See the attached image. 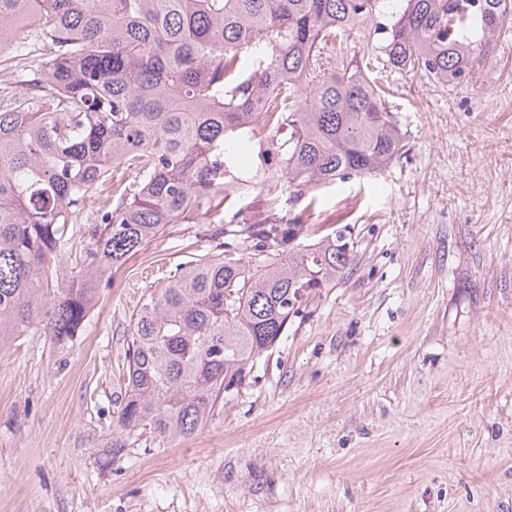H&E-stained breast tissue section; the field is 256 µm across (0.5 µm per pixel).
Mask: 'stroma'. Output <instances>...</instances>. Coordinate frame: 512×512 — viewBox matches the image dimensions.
Returning <instances> with one entry per match:
<instances>
[{
  "mask_svg": "<svg viewBox=\"0 0 512 512\" xmlns=\"http://www.w3.org/2000/svg\"><path fill=\"white\" fill-rule=\"evenodd\" d=\"M386 78L403 155L316 192L349 268L197 432L121 430L118 376L204 225L104 279L73 341L0 350V512H512V36L470 83Z\"/></svg>",
  "mask_w": 512,
  "mask_h": 512,
  "instance_id": "stroma-1",
  "label": "stroma"
}]
</instances>
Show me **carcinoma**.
Wrapping results in <instances>:
<instances>
[{
	"label": "carcinoma",
	"instance_id": "1",
	"mask_svg": "<svg viewBox=\"0 0 512 512\" xmlns=\"http://www.w3.org/2000/svg\"><path fill=\"white\" fill-rule=\"evenodd\" d=\"M21 2L0 0V26ZM511 26L512 0H40L45 68L0 103V345L73 339L109 271L171 224L218 222L214 251L133 315L117 417L193 434L350 266L345 232L314 237L313 193L402 156L378 74L469 83ZM96 186L82 266L59 283ZM285 195L309 202L290 218Z\"/></svg>",
	"mask_w": 512,
	"mask_h": 512
}]
</instances>
